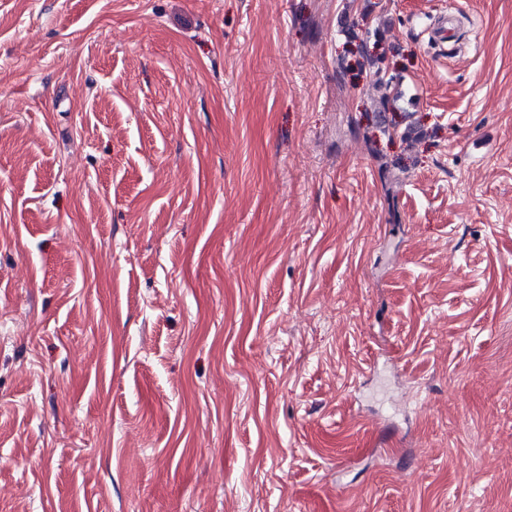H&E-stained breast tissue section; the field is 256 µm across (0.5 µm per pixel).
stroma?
Segmentation results:
<instances>
[{
	"mask_svg": "<svg viewBox=\"0 0 512 512\" xmlns=\"http://www.w3.org/2000/svg\"><path fill=\"white\" fill-rule=\"evenodd\" d=\"M0 512H512V0H0Z\"/></svg>",
	"mask_w": 512,
	"mask_h": 512,
	"instance_id": "35a3bbf8",
	"label": "stroma"
}]
</instances>
